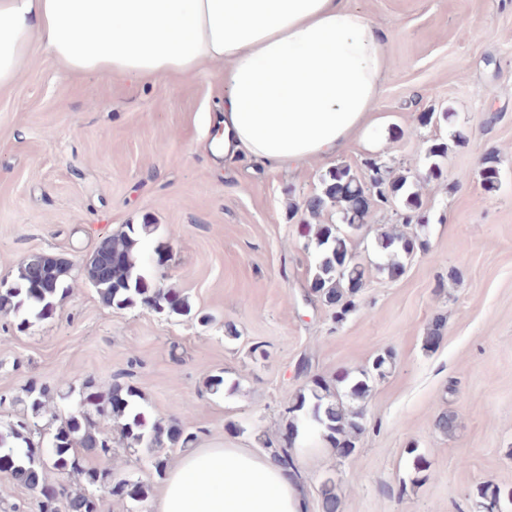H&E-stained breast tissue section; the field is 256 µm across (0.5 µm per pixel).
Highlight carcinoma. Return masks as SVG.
<instances>
[{
    "mask_svg": "<svg viewBox=\"0 0 512 512\" xmlns=\"http://www.w3.org/2000/svg\"><path fill=\"white\" fill-rule=\"evenodd\" d=\"M447 152L446 143L430 146L427 178L442 175L439 159ZM369 191L350 168L338 166L324 179L321 194L306 206L314 218L329 207L342 214L343 225L319 224L314 231L317 261L311 282L313 291L324 302L339 307L340 320L356 307L358 291L353 284L364 281L365 270L351 253L349 241L351 235L366 226ZM370 192L383 201H401V219L407 227L421 208L420 194L412 190L409 176L404 173L386 171ZM155 230L153 224H130L127 230L103 238L84 263L85 278L109 308L124 310L140 305L158 314L189 316L192 307L185 297L173 288L153 285L143 272V243ZM379 246L387 255L380 270L397 278L405 272L406 260L422 250V240L417 234L391 231L382 235ZM71 269V262L53 255L27 256L9 287L0 288V311L26 310L38 318L53 315L70 292ZM391 359V354H381L374 359L372 368L360 376L352 377L346 372L336 382L346 385L351 399H363L370 392L371 379L384 376ZM125 377L124 372L113 375L112 385L105 391L91 376L54 387L32 382L12 398L10 406L17 411L10 430L17 447L0 452V471L9 473L25 488L39 491V512H102L105 494L136 502L149 497L152 486L148 482L113 481L112 437L103 434V423L119 424V440L128 448L149 444L154 449L151 467L159 478L169 466L164 449H185L195 443L196 435L181 423L162 425L149 421L139 403V390ZM56 397L74 400V408L57 416L51 407ZM288 413L294 418L300 414L310 416L326 440L346 455L356 450L357 438L364 430L363 408L331 398L329 387L319 379L312 380L307 390L295 396ZM47 416L57 421L49 438L54 451L50 459L37 463L33 440L45 431L41 421ZM266 452L283 469H294L292 443L270 444ZM88 455L99 458L101 465L86 466ZM74 473L82 477L76 485L66 481ZM341 508L336 483L329 479L322 487V512H341Z\"/></svg>",
    "mask_w": 512,
    "mask_h": 512,
    "instance_id": "1",
    "label": "carcinoma"
}]
</instances>
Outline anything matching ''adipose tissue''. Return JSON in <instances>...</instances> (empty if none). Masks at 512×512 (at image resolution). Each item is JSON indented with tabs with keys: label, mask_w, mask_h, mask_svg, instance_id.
<instances>
[{
	"label": "adipose tissue",
	"mask_w": 512,
	"mask_h": 512,
	"mask_svg": "<svg viewBox=\"0 0 512 512\" xmlns=\"http://www.w3.org/2000/svg\"><path fill=\"white\" fill-rule=\"evenodd\" d=\"M73 74L187 77L224 66L214 156L300 167L370 124L383 34L343 0H0V88L33 44ZM296 478L245 448L183 453L158 512H305Z\"/></svg>",
	"instance_id": "1"
}]
</instances>
